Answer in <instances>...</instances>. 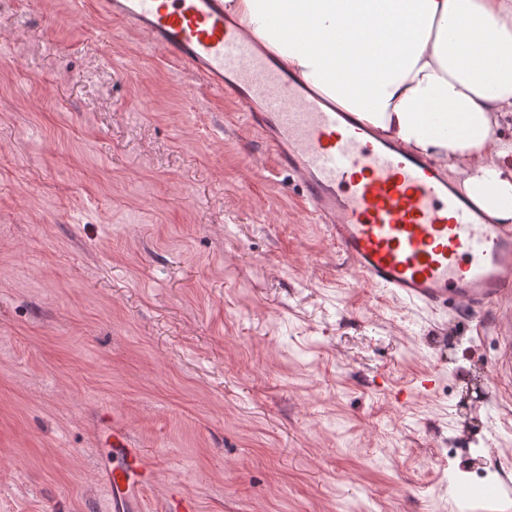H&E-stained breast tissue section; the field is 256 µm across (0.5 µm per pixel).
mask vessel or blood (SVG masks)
<instances>
[{"label": "vessel or blood", "instance_id": "vessel-or-blood-1", "mask_svg": "<svg viewBox=\"0 0 512 512\" xmlns=\"http://www.w3.org/2000/svg\"><path fill=\"white\" fill-rule=\"evenodd\" d=\"M148 44L236 99L277 172L298 178L304 204L349 268L396 299L462 301L480 312L512 297V225L485 214L435 162L379 136L288 76L224 11V0H96ZM499 381L512 380V320L497 326ZM154 464L120 425L98 463L107 512H142ZM162 512H200L170 487Z\"/></svg>", "mask_w": 512, "mask_h": 512}]
</instances>
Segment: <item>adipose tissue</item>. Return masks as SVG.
<instances>
[{
	"label": "adipose tissue",
	"instance_id": "1",
	"mask_svg": "<svg viewBox=\"0 0 512 512\" xmlns=\"http://www.w3.org/2000/svg\"><path fill=\"white\" fill-rule=\"evenodd\" d=\"M288 73L512 223V0H224Z\"/></svg>",
	"mask_w": 512,
	"mask_h": 512
}]
</instances>
